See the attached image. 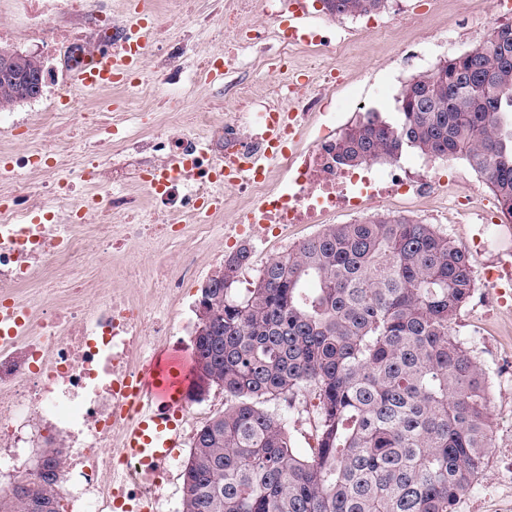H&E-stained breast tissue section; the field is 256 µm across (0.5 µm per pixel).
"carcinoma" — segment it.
I'll list each match as a JSON object with an SVG mask.
<instances>
[{
	"instance_id": "obj_1",
	"label": "carcinoma",
	"mask_w": 512,
	"mask_h": 512,
	"mask_svg": "<svg viewBox=\"0 0 512 512\" xmlns=\"http://www.w3.org/2000/svg\"><path fill=\"white\" fill-rule=\"evenodd\" d=\"M385 0H323L364 15ZM24 101L0 76V110ZM392 122L349 127L336 159L357 167L407 150L463 159L512 218V23L408 80ZM251 252L224 259L194 337L198 379L230 404L199 426L182 472L183 512H454L491 443L486 375L451 323L476 282L467 251L405 215L337 224L271 259L237 288ZM318 400L315 446L289 428ZM62 461L0 512H62Z\"/></svg>"
}]
</instances>
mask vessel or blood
Instances as JSON below:
<instances>
[{"mask_svg": "<svg viewBox=\"0 0 512 512\" xmlns=\"http://www.w3.org/2000/svg\"><path fill=\"white\" fill-rule=\"evenodd\" d=\"M150 45L148 30H141L136 41L124 53L101 52L93 55L91 68L74 70L72 83L93 89L112 78L113 70L133 74L142 63ZM191 362L187 353L178 349L156 352L151 363L138 372L130 389L137 411L127 425L123 450L138 465L152 469L162 465L173 450L183 445L179 416L188 391Z\"/></svg>", "mask_w": 512, "mask_h": 512, "instance_id": "b4317fda", "label": "vessel or blood"}]
</instances>
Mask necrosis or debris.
I'll use <instances>...</instances> for the list:
<instances>
[{
    "label": "necrosis or debris",
    "mask_w": 512,
    "mask_h": 512,
    "mask_svg": "<svg viewBox=\"0 0 512 512\" xmlns=\"http://www.w3.org/2000/svg\"><path fill=\"white\" fill-rule=\"evenodd\" d=\"M268 18L310 11L316 0H229L221 24L224 44L200 49L190 39L167 44L154 58L153 77L142 89L158 90L166 119L151 129L130 130L121 113L89 112L107 147L124 154L121 162L75 153L69 140L52 133L83 112L77 95L61 96L55 111L28 127L20 152L0 156V312H11L20 329L8 336L0 322V488L11 487L22 448L66 451L65 481L75 512H112L113 475L130 468L120 437L131 404L120 399L124 379L150 363L156 346L172 334L169 304L180 299L198 273L195 245L210 239L216 224L226 238L254 229L287 238L293 224H317L328 214L353 216L367 203L398 195L413 200L438 197L444 208L477 212L481 223L499 225L497 216L478 209L477 194L462 195L452 182L423 171L337 165L336 115L331 108L343 71V43L321 29L304 33L241 26L254 2ZM13 16L33 40L63 51V67L89 63L94 51L123 47L131 25L107 0H11ZM275 38L276 55L260 53ZM252 51L253 73L268 78L272 91L257 98L238 60ZM200 52L203 67L223 62L222 95L234 112L217 118L194 115L187 132L173 108L179 102L180 61ZM317 61L306 78L290 67L294 52ZM252 73V74H253ZM323 113L312 146H296L312 115ZM280 127L271 145L268 133ZM275 150L273 166L261 158ZM77 156L85 189L75 193L62 175ZM243 164L237 195L238 217L224 224V206L212 207L187 224L184 211L222 194L228 161ZM157 261L148 295L111 290L101 274L83 269L93 255L119 257L129 247ZM181 252L172 262V252Z\"/></svg>",
    "instance_id": "1"
}]
</instances>
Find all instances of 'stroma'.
Returning a JSON list of instances; mask_svg holds the SVG:
<instances>
[{"instance_id":"obj_1","label":"stroma","mask_w":512,"mask_h":512,"mask_svg":"<svg viewBox=\"0 0 512 512\" xmlns=\"http://www.w3.org/2000/svg\"><path fill=\"white\" fill-rule=\"evenodd\" d=\"M225 2L196 0L194 17H172L168 33L179 36L190 31L201 45H209L211 29L207 22L223 15ZM480 2L482 13L476 16L450 7L444 0H386L374 14L378 27L373 31L366 30L356 16L314 12L309 18L310 26L323 28L331 37L349 42L347 72L339 89L345 103L343 124L353 125L371 112L394 120V95L403 82L432 68L450 52L478 47L492 27L512 23V13L500 12L496 0ZM365 214H401L433 224L440 233L468 250L478 279L496 254L512 244L503 238L493 244L474 246L472 237L480 230L476 216L445 212L430 199L412 201L392 196L368 205ZM339 222V217H327L319 224L294 225L284 240L259 236L248 240L253 270L262 269L270 259ZM218 268L215 262L202 267L187 295L173 304L174 333L169 346L192 348L199 290ZM451 332L465 343L486 372L492 419V447L483 470L456 503L454 512H512V288L501 294L493 288L476 289L453 320Z\"/></svg>"}]
</instances>
